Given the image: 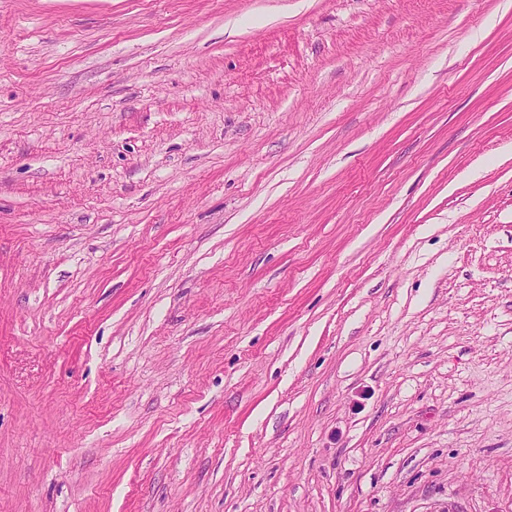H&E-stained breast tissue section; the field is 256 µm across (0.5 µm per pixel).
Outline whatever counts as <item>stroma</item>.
Here are the masks:
<instances>
[{"label":"stroma","mask_w":512,"mask_h":512,"mask_svg":"<svg viewBox=\"0 0 512 512\" xmlns=\"http://www.w3.org/2000/svg\"><path fill=\"white\" fill-rule=\"evenodd\" d=\"M0 512H512V0H0Z\"/></svg>","instance_id":"1"}]
</instances>
